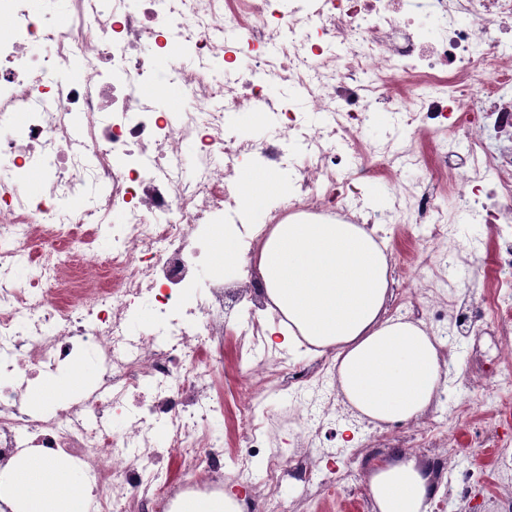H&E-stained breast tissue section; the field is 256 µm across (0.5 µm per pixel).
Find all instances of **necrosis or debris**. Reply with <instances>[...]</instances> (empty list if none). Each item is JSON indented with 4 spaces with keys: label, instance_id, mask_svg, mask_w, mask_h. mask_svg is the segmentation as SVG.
<instances>
[{
    "label": "necrosis or debris",
    "instance_id": "1",
    "mask_svg": "<svg viewBox=\"0 0 512 512\" xmlns=\"http://www.w3.org/2000/svg\"><path fill=\"white\" fill-rule=\"evenodd\" d=\"M70 23L55 25L31 0H0V460L20 448L47 450L58 464L80 462L95 484L91 512H170L172 487L159 459L178 457L191 486L220 472L223 416L200 364L221 354L224 310L202 294L196 269L209 241L242 212L233 190L237 165L293 170L295 191L273 223L427 224L428 276L395 268L410 282L417 310L445 346L481 332L494 339L477 362L473 390L492 376L501 402L512 399V0H74ZM52 42L42 56L31 46ZM167 83L193 102L162 112L139 94ZM224 64L223 79L211 74ZM78 79H66L72 64ZM281 86L264 94L266 82ZM263 105L266 138L228 131V109ZM385 107L394 132L368 153L395 172L419 168L424 149L453 155L436 172L456 212L427 190L399 180L385 208L359 210V182L337 144L359 150L366 113ZM198 147L197 173L184 178V144ZM47 178L38 195L27 170ZM460 223L496 229L493 295L459 308L456 274L483 246L460 239ZM112 241L103 265L95 240ZM42 239L31 254L34 239ZM451 243L454 265L444 262ZM34 273L18 279L19 267ZM151 306L150 326L135 313ZM93 358L94 390L49 414L27 404L40 374ZM262 389L248 390L246 439L263 456V512H281L279 488L290 462L266 449L270 429L289 423L313 437L342 419L336 389L318 381L294 405L262 411ZM124 420L112 429L113 416ZM416 449L436 450L456 471L457 437L434 423L408 428Z\"/></svg>",
    "mask_w": 512,
    "mask_h": 512
}]
</instances>
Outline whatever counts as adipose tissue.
<instances>
[{"label": "adipose tissue", "instance_id": "ef3b65f1", "mask_svg": "<svg viewBox=\"0 0 512 512\" xmlns=\"http://www.w3.org/2000/svg\"><path fill=\"white\" fill-rule=\"evenodd\" d=\"M252 263L267 308L287 320L288 343L331 354L350 406L376 425L421 416L443 390L442 344L412 321L387 316L386 247L356 224L272 225ZM371 512H429L436 493L415 459L373 461ZM92 487L75 465L26 449L0 463L9 512H87Z\"/></svg>", "mask_w": 512, "mask_h": 512}]
</instances>
